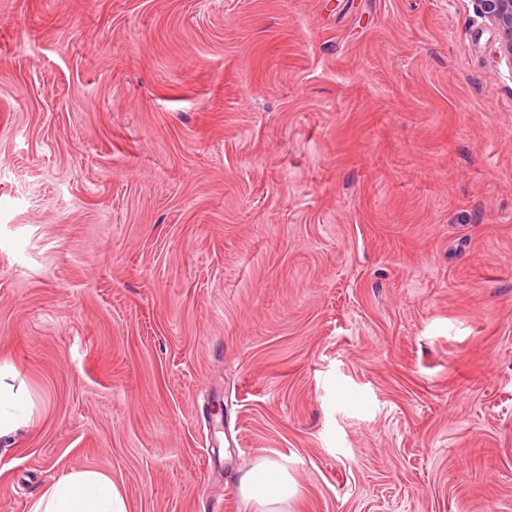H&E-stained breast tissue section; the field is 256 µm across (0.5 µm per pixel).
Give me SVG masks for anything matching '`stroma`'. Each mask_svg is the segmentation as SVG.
I'll return each instance as SVG.
<instances>
[{"label": "stroma", "instance_id": "stroma-1", "mask_svg": "<svg viewBox=\"0 0 512 512\" xmlns=\"http://www.w3.org/2000/svg\"><path fill=\"white\" fill-rule=\"evenodd\" d=\"M472 0H0V512H512V71ZM222 414H213L212 393ZM17 398L12 389L3 383L0 374V440L11 439L24 423L13 411ZM240 490L255 512H288L296 493L286 467L269 460L255 463L242 475ZM125 498L106 475L96 471L73 472L48 486L31 512H127Z\"/></svg>", "mask_w": 512, "mask_h": 512}]
</instances>
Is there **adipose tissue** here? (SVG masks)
Returning <instances> with one entry per match:
<instances>
[{
  "label": "adipose tissue",
  "mask_w": 512,
  "mask_h": 512,
  "mask_svg": "<svg viewBox=\"0 0 512 512\" xmlns=\"http://www.w3.org/2000/svg\"><path fill=\"white\" fill-rule=\"evenodd\" d=\"M240 490L255 512H288L296 493L286 467L269 460L255 463L242 475ZM31 512H127V505L109 477L87 470L55 478Z\"/></svg>",
  "instance_id": "ef3b65f1"
}]
</instances>
